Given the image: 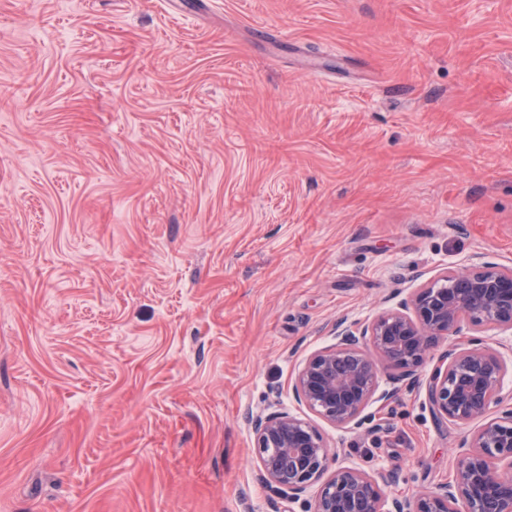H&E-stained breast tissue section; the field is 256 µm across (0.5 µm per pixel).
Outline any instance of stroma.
<instances>
[{
	"mask_svg": "<svg viewBox=\"0 0 512 512\" xmlns=\"http://www.w3.org/2000/svg\"><path fill=\"white\" fill-rule=\"evenodd\" d=\"M277 30L275 40L254 35ZM512 267V0H0V512H305L250 415L387 497L472 428L292 386L340 319Z\"/></svg>",
	"mask_w": 512,
	"mask_h": 512,
	"instance_id": "obj_1",
	"label": "stroma"
}]
</instances>
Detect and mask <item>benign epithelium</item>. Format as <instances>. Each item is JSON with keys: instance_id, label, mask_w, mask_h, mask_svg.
Instances as JSON below:
<instances>
[{"instance_id": "obj_1", "label": "benign epithelium", "mask_w": 512, "mask_h": 512, "mask_svg": "<svg viewBox=\"0 0 512 512\" xmlns=\"http://www.w3.org/2000/svg\"><path fill=\"white\" fill-rule=\"evenodd\" d=\"M466 325L512 332L511 267L484 262L451 269L397 311L357 328L336 323L335 343L309 356L293 385L312 412L355 430L368 420L370 404H386L397 394L393 381L378 389L380 369H400V380L425 388L438 420L479 423L450 480L412 499L389 501L384 474L349 466L329 470L330 448L322 434L279 410L250 419L262 482L292 502L320 483L306 512H512V403L501 395L507 364L469 337L448 350L426 379L416 374L436 341L461 335Z\"/></svg>"}]
</instances>
